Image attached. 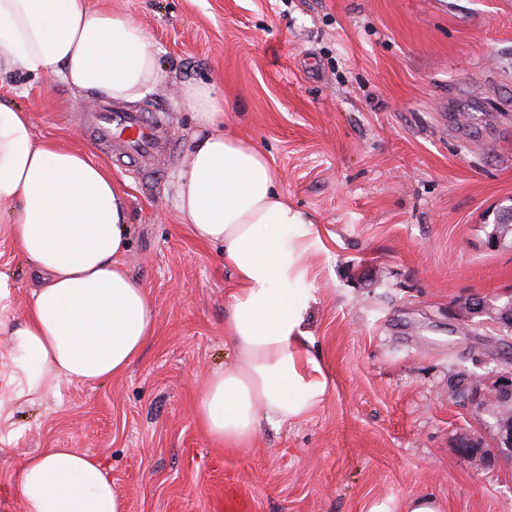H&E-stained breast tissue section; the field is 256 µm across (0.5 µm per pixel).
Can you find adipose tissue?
I'll return each instance as SVG.
<instances>
[{"label":"adipose tissue","mask_w":512,"mask_h":512,"mask_svg":"<svg viewBox=\"0 0 512 512\" xmlns=\"http://www.w3.org/2000/svg\"><path fill=\"white\" fill-rule=\"evenodd\" d=\"M60 77L73 91L133 102L164 79L144 29L88 0H0V75ZM198 132L174 183L182 226L221 247L237 285L224 310L234 363L210 373L196 419L219 447H251L262 425L306 417L329 377L308 349L303 283L323 248L320 225L289 203L266 155L224 129L214 85L176 89ZM0 236L39 279L19 322L0 274V335L9 337L17 398L63 382L96 385L124 374L152 340L158 314L127 268L126 193L85 150L36 140L29 112L0 99ZM23 512H127L100 458L70 448L29 455L19 472Z\"/></svg>","instance_id":"adipose-tissue-1"}]
</instances>
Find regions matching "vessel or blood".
<instances>
[{
  "label": "vessel or blood",
  "mask_w": 512,
  "mask_h": 512,
  "mask_svg": "<svg viewBox=\"0 0 512 512\" xmlns=\"http://www.w3.org/2000/svg\"><path fill=\"white\" fill-rule=\"evenodd\" d=\"M88 123L102 143L119 141L129 161L151 169V159L161 148L166 135L162 127L141 112L119 111L103 104L89 117Z\"/></svg>",
  "instance_id": "1"
}]
</instances>
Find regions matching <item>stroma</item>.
I'll list each match as a JSON object with an SVG mask.
<instances>
[{
  "instance_id": "35a3bbf8",
  "label": "stroma",
  "mask_w": 512,
  "mask_h": 512,
  "mask_svg": "<svg viewBox=\"0 0 512 512\" xmlns=\"http://www.w3.org/2000/svg\"><path fill=\"white\" fill-rule=\"evenodd\" d=\"M88 2L140 24L169 77L132 104L166 130L157 175L98 147L85 126L97 98L59 78L10 76L0 97L31 113L36 138L89 150L123 186L129 265L158 323L122 376L33 402L15 396L0 335V512H22L19 466L43 448L102 457L128 512H213L228 486L248 493V512H367L423 494L442 512H512V467L459 449L497 434L450 388L473 359L512 355V337L468 309L512 295V242L489 238L512 202V0ZM182 82L216 85L225 124L324 229L304 328L327 396L242 451L215 448L194 416L206 376L234 361L224 310L236 284L173 204L197 130ZM0 273L22 313L31 266L4 240Z\"/></svg>"
}]
</instances>
